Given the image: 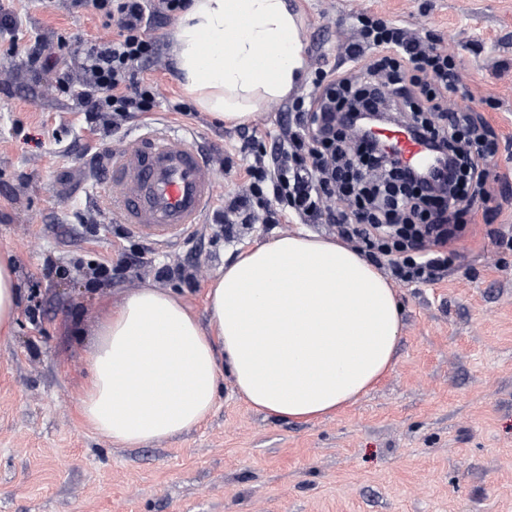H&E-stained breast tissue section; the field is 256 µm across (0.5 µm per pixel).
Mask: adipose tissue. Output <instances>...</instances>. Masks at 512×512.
<instances>
[{
    "mask_svg": "<svg viewBox=\"0 0 512 512\" xmlns=\"http://www.w3.org/2000/svg\"><path fill=\"white\" fill-rule=\"evenodd\" d=\"M301 20L288 0H190L175 31L182 86L231 125L300 84ZM19 282L0 258V339L12 336ZM200 323L177 294L138 289L102 301L76 401L81 424L136 447L204 423L225 374L253 408L309 423L352 405L393 363L401 310L358 251L284 234L243 251L205 294Z\"/></svg>",
    "mask_w": 512,
    "mask_h": 512,
    "instance_id": "adipose-tissue-1",
    "label": "adipose tissue"
}]
</instances>
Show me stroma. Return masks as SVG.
Instances as JSON below:
<instances>
[{
  "mask_svg": "<svg viewBox=\"0 0 512 512\" xmlns=\"http://www.w3.org/2000/svg\"><path fill=\"white\" fill-rule=\"evenodd\" d=\"M309 69L343 65L339 41L362 11L434 33L460 67L472 109L493 131L492 172L512 177V0H294ZM176 20L153 26L166 60L149 71L164 99L186 94L174 64ZM0 257L20 281L17 326L0 340V512H512V186H495L493 223L476 215L438 280L397 282L402 332L386 378L354 406L319 421L254 410L225 375L206 424L184 436L124 448L82 426L75 402L97 300L139 288L179 294L200 320L204 295L239 248L298 232L288 224L199 225L160 247L113 223L87 175L88 146L117 142L137 120L87 122L53 74L32 71L30 40L70 38L81 73L83 41L109 39L90 5L12 0L0 13ZM196 136L228 202L244 181L246 134L276 136L279 101L246 125L198 109L165 108ZM99 264L111 278H93ZM162 267L191 272L168 280ZM83 335H74L75 326Z\"/></svg>",
  "mask_w": 512,
  "mask_h": 512,
  "instance_id": "35a3bbf8",
  "label": "stroma"
}]
</instances>
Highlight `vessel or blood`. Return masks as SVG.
Listing matches in <instances>:
<instances>
[{
    "mask_svg": "<svg viewBox=\"0 0 512 512\" xmlns=\"http://www.w3.org/2000/svg\"><path fill=\"white\" fill-rule=\"evenodd\" d=\"M383 135L410 167L428 163L430 152L406 132L387 129ZM104 151L101 206L132 235L152 243L181 240L204 222L220 193L208 156L193 137L171 126L142 128Z\"/></svg>",
    "mask_w": 512,
    "mask_h": 512,
    "instance_id": "vessel-or-blood-1",
    "label": "vessel or blood"
}]
</instances>
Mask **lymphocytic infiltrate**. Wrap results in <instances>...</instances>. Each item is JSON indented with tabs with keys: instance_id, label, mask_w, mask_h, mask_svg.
Instances as JSON below:
<instances>
[{
	"instance_id": "obj_1",
	"label": "lymphocytic infiltrate",
	"mask_w": 512,
	"mask_h": 512,
	"mask_svg": "<svg viewBox=\"0 0 512 512\" xmlns=\"http://www.w3.org/2000/svg\"><path fill=\"white\" fill-rule=\"evenodd\" d=\"M93 6L112 25V37L85 43L82 86L63 72L59 88L78 91L87 119L105 126L155 111L162 105L159 89L139 73L156 68L162 52L147 29L176 16L186 0H93ZM352 28L348 67L316 69L307 92L289 101L288 126L251 150L247 182L214 219L220 224L236 214L245 224H275L284 216L330 224L374 262H386L394 278L430 283L447 268L464 216L476 200L491 197L496 178L488 161L496 144L472 112L449 110L462 75L447 50L373 13L357 14ZM364 110L389 113L391 124L449 150L456 171L443 167L427 180L413 179L395 153L352 136L342 115ZM349 155L374 169L380 184L401 182V192L388 197L380 184L369 190L351 184L343 164ZM338 196L344 207L330 209Z\"/></svg>"
}]
</instances>
